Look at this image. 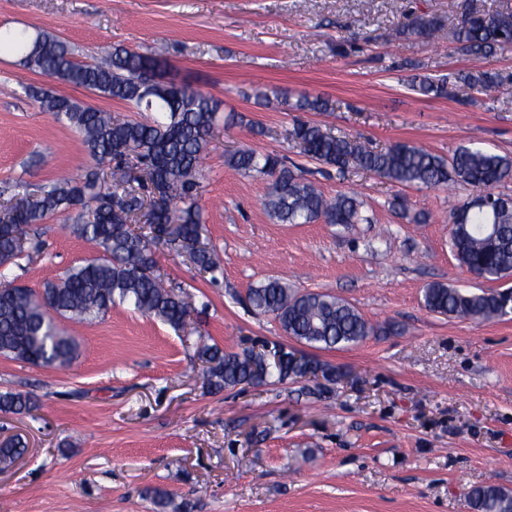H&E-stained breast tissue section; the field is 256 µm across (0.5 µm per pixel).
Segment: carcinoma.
Masks as SVG:
<instances>
[{
    "label": "carcinoma",
    "instance_id": "1",
    "mask_svg": "<svg viewBox=\"0 0 512 512\" xmlns=\"http://www.w3.org/2000/svg\"><path fill=\"white\" fill-rule=\"evenodd\" d=\"M441 25L433 16H419L400 30L427 37ZM458 49L486 55L512 47V12L480 13L468 9L451 33ZM22 55L23 66L47 77L133 105L141 112H160L162 120L131 121L64 95L41 93L42 107L66 120L82 137L95 162L84 176H60L32 193L15 184V193L0 216V257L10 263L42 248L35 227L52 215L78 211L73 232L95 243L100 255L73 267L40 290L0 288V356L36 366L71 365L78 355L76 340L61 332L56 318L89 322L112 306L128 303L138 312L178 331L190 318L192 302L165 286L156 269L152 247L159 241L187 254L202 274L221 268L215 249L202 243L206 218L199 200L202 157L214 128L218 102L188 84L157 80L160 60L115 45L108 61L79 63L71 48L56 37L34 38L24 31L0 32V49ZM412 89L424 96L446 98L464 89L492 91L512 100V76L499 72L461 73L448 78H417ZM327 103L307 92L293 105L297 112H320ZM288 141L299 153L340 170L354 166L398 187H443L448 183L483 190V194L452 207L451 249L460 264L486 281L512 276V196L494 192L512 179V158L485 149L460 147L445 158L406 142L375 150L356 139L336 136L321 125L297 120ZM132 157L146 164L108 184L98 165L105 160ZM228 167L243 174L271 177L264 201L269 215L282 224H356L362 202L355 195L326 197L314 184L286 167L279 156L239 149L226 158ZM424 306L446 316L478 320L503 319L512 314V289L469 291L443 283L428 285ZM248 302L260 315H270L297 342L315 349L356 346L375 334V327L349 302L327 293L300 294L271 278L250 289ZM204 373L216 389L239 385L262 386L287 378L336 380V368L276 348L226 352L216 344L200 351ZM36 400L29 394H0V411L24 413ZM27 452L15 436L0 443V464H10ZM163 512H180L183 505L167 491L153 490ZM474 512H512V491L494 483L474 487Z\"/></svg>",
    "mask_w": 512,
    "mask_h": 512
}]
</instances>
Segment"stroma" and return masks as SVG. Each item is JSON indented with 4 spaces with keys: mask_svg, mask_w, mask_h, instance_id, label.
I'll return each instance as SVG.
<instances>
[{
    "mask_svg": "<svg viewBox=\"0 0 512 512\" xmlns=\"http://www.w3.org/2000/svg\"><path fill=\"white\" fill-rule=\"evenodd\" d=\"M512 9V0H0V30L68 42L77 61L103 62L120 44L158 56L163 80L189 84L222 106L202 165L204 240L221 271L153 248L166 281L194 303L174 331L119 304L85 323L60 320L79 344L64 368L0 357V392L33 395L38 409L0 412V437L27 453L0 465V512H156L148 489L192 512H473L469 492L512 489V318L479 321L430 312L431 283L479 290L485 280L448 247L449 198L470 186L398 189L374 174L319 164L287 140L301 92L306 113L338 136L377 149L411 142L450 156L476 146L512 157V104L471 91L428 98L413 77L512 74V51L471 56L448 36L464 7ZM438 17L428 38L400 35L416 16ZM126 119L132 105L64 84L0 52V201L91 160L78 131L42 110L30 88ZM239 148L283 157L326 195H356L364 222L281 224L264 207L269 180L230 169ZM406 197L409 214L388 207ZM427 215L424 224L414 214ZM76 212L40 227L44 247L0 269V281L41 289L99 254L71 233ZM275 277L299 291L351 303L382 334L343 350L289 338L249 311L250 288ZM282 347L335 366L314 384L209 388L199 350Z\"/></svg>",
    "mask_w": 512,
    "mask_h": 512,
    "instance_id": "35a3bbf8",
    "label": "stroma"
}]
</instances>
